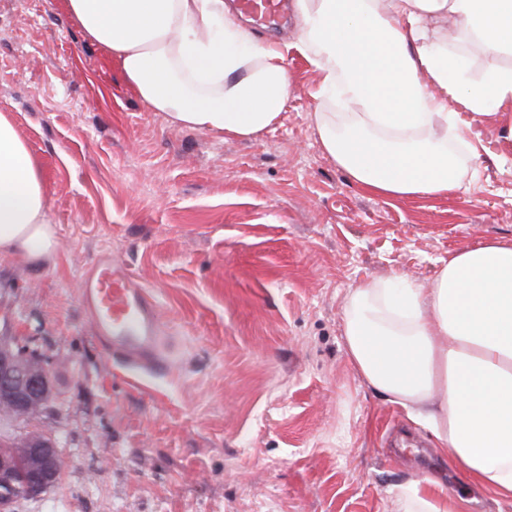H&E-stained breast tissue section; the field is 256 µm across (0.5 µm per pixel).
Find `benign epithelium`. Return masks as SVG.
<instances>
[{"instance_id":"benign-epithelium-1","label":"benign epithelium","mask_w":512,"mask_h":512,"mask_svg":"<svg viewBox=\"0 0 512 512\" xmlns=\"http://www.w3.org/2000/svg\"><path fill=\"white\" fill-rule=\"evenodd\" d=\"M50 384L48 360L30 346V341L15 336H0V400L11 406L12 423L17 426L30 416L31 399ZM31 454L40 465L26 474L21 486H16L13 468L0 458V512H12L15 492L21 490L36 498L54 487L59 479L56 464L63 457L60 439L51 430L34 443Z\"/></svg>"}]
</instances>
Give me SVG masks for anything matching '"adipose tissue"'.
Segmentation results:
<instances>
[{
    "mask_svg": "<svg viewBox=\"0 0 512 512\" xmlns=\"http://www.w3.org/2000/svg\"><path fill=\"white\" fill-rule=\"evenodd\" d=\"M86 38L173 124L250 139L292 92L284 52L224 0H65ZM295 48L347 106L314 113L325 152L390 198L463 190L455 105L512 100V0H294ZM479 47L481 75H469ZM55 226L37 159L0 113V255L54 261ZM349 357L388 400L428 427L473 484L512 501V241L449 254L430 286L370 280L343 311Z\"/></svg>",
    "mask_w": 512,
    "mask_h": 512,
    "instance_id": "ef3b65f1",
    "label": "adipose tissue"
}]
</instances>
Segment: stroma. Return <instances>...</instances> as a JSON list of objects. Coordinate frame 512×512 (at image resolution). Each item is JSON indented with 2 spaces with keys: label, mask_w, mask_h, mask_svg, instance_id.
<instances>
[{
  "label": "stroma",
  "mask_w": 512,
  "mask_h": 512,
  "mask_svg": "<svg viewBox=\"0 0 512 512\" xmlns=\"http://www.w3.org/2000/svg\"><path fill=\"white\" fill-rule=\"evenodd\" d=\"M225 2L288 48L292 94L255 139L150 111L60 0H0V112L40 163L59 239L52 264L0 256V335L48 359L67 460L15 512H403L411 481L438 482L459 512H512L366 382L343 335L351 288L426 285L449 254L512 240V101L458 112L467 193L369 195L321 145L312 114L336 105L290 47L293 0L272 22ZM104 251L168 326L169 369L140 388L81 301Z\"/></svg>",
  "instance_id": "35a3bbf8"
}]
</instances>
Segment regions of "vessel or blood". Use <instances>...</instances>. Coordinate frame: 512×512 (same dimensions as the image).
<instances>
[{"mask_svg":"<svg viewBox=\"0 0 512 512\" xmlns=\"http://www.w3.org/2000/svg\"><path fill=\"white\" fill-rule=\"evenodd\" d=\"M81 298L96 335L121 355L127 383L166 372L160 343L167 328L152 297L132 283L123 263L107 252L98 255L81 282Z\"/></svg>","mask_w":512,"mask_h":512,"instance_id":"1","label":"vessel or blood"}]
</instances>
